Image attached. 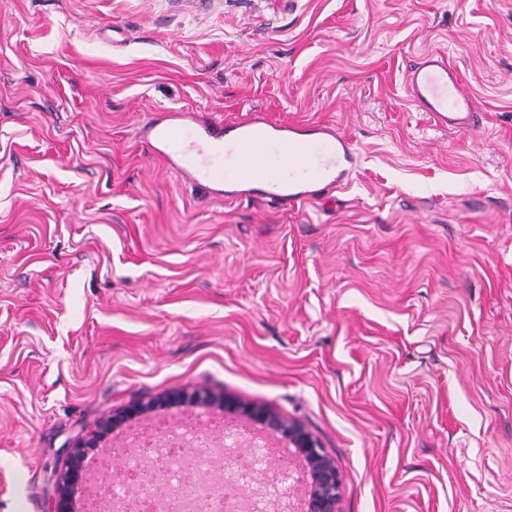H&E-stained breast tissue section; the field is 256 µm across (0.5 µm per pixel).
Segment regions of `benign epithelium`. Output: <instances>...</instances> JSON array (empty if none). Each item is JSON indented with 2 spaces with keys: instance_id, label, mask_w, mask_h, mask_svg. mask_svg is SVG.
<instances>
[{
  "instance_id": "obj_1",
  "label": "benign epithelium",
  "mask_w": 512,
  "mask_h": 512,
  "mask_svg": "<svg viewBox=\"0 0 512 512\" xmlns=\"http://www.w3.org/2000/svg\"><path fill=\"white\" fill-rule=\"evenodd\" d=\"M178 399L185 405L204 404L220 411L237 414L261 424L268 432L288 438L290 444L307 463L310 486L303 499L302 512H336L340 497L341 479L334 460L322 450L317 440L301 425L287 421L279 415L249 403L238 402L224 396L218 397L207 390L196 389L190 393L139 401L115 411L99 426V431L78 442L70 452L67 469L56 483V494L49 512H75L72 489L85 480L83 471L87 452L99 447L104 437L125 422L151 413L169 399Z\"/></svg>"
}]
</instances>
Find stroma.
<instances>
[{"label":"stroma","mask_w":512,"mask_h":512,"mask_svg":"<svg viewBox=\"0 0 512 512\" xmlns=\"http://www.w3.org/2000/svg\"><path fill=\"white\" fill-rule=\"evenodd\" d=\"M480 108L433 126L408 64ZM167 108L333 124L348 183L287 209L182 181ZM206 388L303 426L337 512H512V0H0V512H47L113 411ZM138 417L88 453L75 491ZM407 91L415 106L442 129L477 127L478 104L463 88L441 54H428L406 72Z\"/></svg>","instance_id":"obj_1"}]
</instances>
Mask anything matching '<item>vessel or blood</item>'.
<instances>
[{"mask_svg":"<svg viewBox=\"0 0 512 512\" xmlns=\"http://www.w3.org/2000/svg\"><path fill=\"white\" fill-rule=\"evenodd\" d=\"M406 82L411 101L437 127H477L478 104L443 55L432 53L415 62ZM139 139L201 191L291 209L343 186L358 162L356 148L336 127L277 124L260 112L229 123L203 120L192 112L155 114L141 123ZM247 158L255 160V167L238 174L239 163Z\"/></svg>","mask_w":512,"mask_h":512,"instance_id":"obj_1","label":"vessel or blood"}]
</instances>
